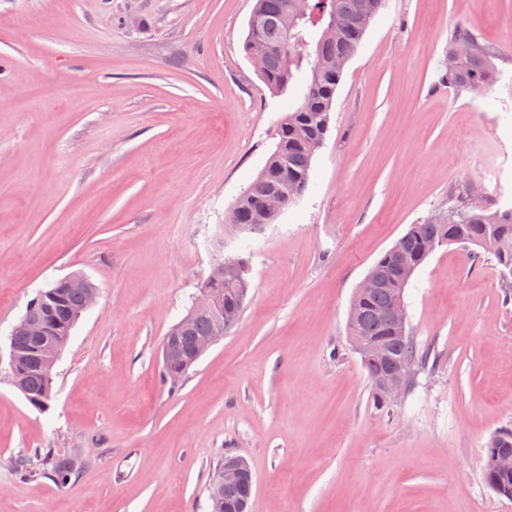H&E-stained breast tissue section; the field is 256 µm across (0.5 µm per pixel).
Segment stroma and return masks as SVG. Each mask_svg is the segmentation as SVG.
<instances>
[{"mask_svg": "<svg viewBox=\"0 0 512 512\" xmlns=\"http://www.w3.org/2000/svg\"><path fill=\"white\" fill-rule=\"evenodd\" d=\"M254 0H0V512H209L217 459L255 479L253 512H512L483 475L512 428V300L495 259L435 250L405 290L441 356L378 409L350 299L455 189L512 206V0H384L336 90L307 190L225 235L297 86L243 49ZM496 50L484 93L443 80L448 40ZM249 259L240 318L175 385L162 345L215 259ZM97 287L53 369L48 410L14 386L9 334L31 299ZM39 448L85 464L21 477Z\"/></svg>", "mask_w": 512, "mask_h": 512, "instance_id": "stroma-1", "label": "stroma"}]
</instances>
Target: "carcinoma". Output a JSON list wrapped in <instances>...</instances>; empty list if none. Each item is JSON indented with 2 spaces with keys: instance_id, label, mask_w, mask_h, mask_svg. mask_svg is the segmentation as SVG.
<instances>
[{
  "instance_id": "obj_1",
  "label": "carcinoma",
  "mask_w": 512,
  "mask_h": 512,
  "mask_svg": "<svg viewBox=\"0 0 512 512\" xmlns=\"http://www.w3.org/2000/svg\"><path fill=\"white\" fill-rule=\"evenodd\" d=\"M381 5L382 0H255L251 14L259 13L271 21L286 10L298 13L295 35L286 42L273 24L258 29L248 27L244 48L247 55H255L261 60L263 82L270 90L284 93L304 66H309L310 75L301 88L298 105L279 122L275 149L257 174L263 184L257 186L253 197L236 201L229 223L250 225L262 221L261 200L266 191L281 188L285 182L290 185L309 183L314 156L312 147L325 140L328 134L337 86L365 34V30L348 25L347 19L362 13L373 18ZM332 20L336 26L335 36L321 39V28ZM448 53H455L457 57L455 64L445 70L443 79L457 91L479 93L497 78L494 50L468 30L453 33ZM447 244L477 245L493 255L503 269L512 271V207L485 208L472 202L469 191H459L451 196L443 220L412 224L396 242L406 252L413 272L437 247ZM408 283L407 276L393 278L381 288L354 294L349 305V335L362 336L369 347H384L388 351L386 358L369 353L362 360L374 401L381 408L389 406L377 388V380L383 372L402 358L422 369L440 362L439 354L420 348L409 329L396 330L381 317L383 310L404 300ZM214 288L223 297L224 312L231 322H236L242 312L248 281L227 276L215 280ZM50 291L56 293L63 307L70 311L83 306L84 288H70L57 282ZM215 328L213 316L201 313L181 335L180 344L187 350L193 340L212 335ZM42 348L43 343L34 338L19 337L18 354L22 357L23 371L19 378L22 386L18 390L26 397L39 398L48 404L52 399L53 375L46 374L38 364L37 357ZM496 448L512 453L511 428L491 437L483 471L486 483L497 495L512 499V473L503 474L491 467ZM14 465L24 476L48 475L65 485L81 470L83 461L76 456H57L47 448L15 459Z\"/></svg>"
}]
</instances>
